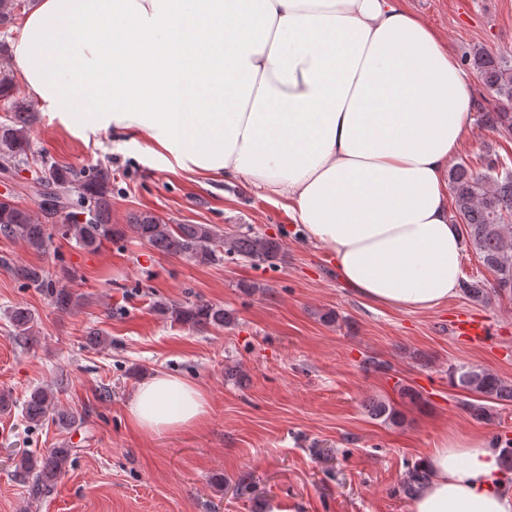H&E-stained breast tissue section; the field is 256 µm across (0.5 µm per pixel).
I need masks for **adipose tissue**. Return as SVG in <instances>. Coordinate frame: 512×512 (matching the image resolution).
<instances>
[{
  "mask_svg": "<svg viewBox=\"0 0 512 512\" xmlns=\"http://www.w3.org/2000/svg\"><path fill=\"white\" fill-rule=\"evenodd\" d=\"M30 102L77 135L113 128L168 170L247 179L391 309L459 291L448 166L472 87L402 0H39L12 48ZM206 393L164 372L126 403L142 433L200 426ZM506 457L441 434L409 512H512Z\"/></svg>",
  "mask_w": 512,
  "mask_h": 512,
  "instance_id": "obj_1",
  "label": "adipose tissue"
}]
</instances>
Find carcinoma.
<instances>
[{
    "instance_id": "cac0c4a2",
    "label": "carcinoma",
    "mask_w": 512,
    "mask_h": 512,
    "mask_svg": "<svg viewBox=\"0 0 512 512\" xmlns=\"http://www.w3.org/2000/svg\"><path fill=\"white\" fill-rule=\"evenodd\" d=\"M462 62L477 76L489 93L477 101L482 122L500 134L512 135V63L501 53L478 46L465 53ZM10 119L0 123V156L17 167L36 164L29 189L38 198L33 211L20 207L12 197L0 198V233L22 240L38 252L49 251L55 234L69 237L82 248L95 250L103 241L119 234L109 221L111 208L110 173L106 169L81 173L67 166L37 161L31 151L29 127L33 110L23 100L10 102ZM452 193L453 222L464 228L465 242L475 251L482 265L494 277L492 287L471 281L462 282L463 294L473 302L485 303L491 297L512 298V165L496 156L488 157L483 171L476 172L465 163L456 164L448 173ZM64 223H59V219ZM127 230L133 238L155 251L200 263H216L224 255H233L253 265L274 266L281 259L283 244L266 235L230 234L220 236L211 224H166L145 212L135 215ZM15 276L27 288L45 294L62 310L79 309L87 304L83 293L57 285L43 267L21 265ZM156 310L173 324L204 332L231 323L232 315L224 307L206 301L169 304L159 301ZM10 321L16 337L32 340L34 318L30 311L15 307ZM453 386L467 392L461 401L469 414L481 421L492 418L485 402H511L512 381L478 366L462 365L448 371ZM369 414L394 421L395 409L383 400L368 403ZM25 416L39 423L49 416L67 428L73 414L56 409L53 389L38 386L25 402ZM72 449L53 448L45 458L29 457L21 463L27 497L39 500L49 496L72 463Z\"/></svg>"
}]
</instances>
